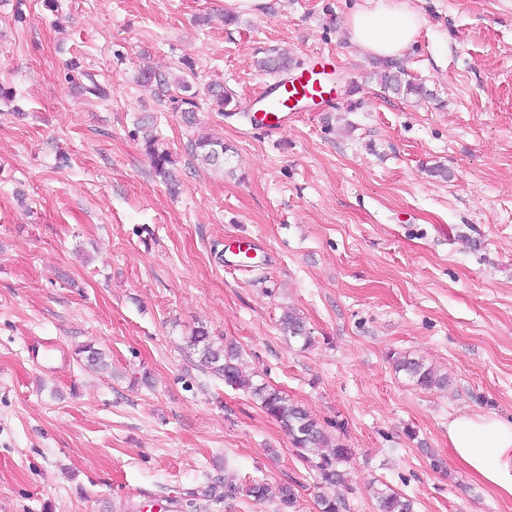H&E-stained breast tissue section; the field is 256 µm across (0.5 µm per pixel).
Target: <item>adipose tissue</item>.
I'll return each mask as SVG.
<instances>
[{
	"label": "adipose tissue",
	"mask_w": 512,
	"mask_h": 512,
	"mask_svg": "<svg viewBox=\"0 0 512 512\" xmlns=\"http://www.w3.org/2000/svg\"><path fill=\"white\" fill-rule=\"evenodd\" d=\"M420 16L406 0H377L351 13L345 23L349 42L381 59H398L414 42ZM456 460L476 479L512 499V420L497 414L463 415L448 427Z\"/></svg>",
	"instance_id": "1"
}]
</instances>
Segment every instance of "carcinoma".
<instances>
[{"mask_svg":"<svg viewBox=\"0 0 512 512\" xmlns=\"http://www.w3.org/2000/svg\"><path fill=\"white\" fill-rule=\"evenodd\" d=\"M291 63L292 60L287 54L274 50L257 61L261 70L271 73L286 72ZM376 66L381 68L380 78L384 86L394 93L418 100L431 96L426 87L410 79L409 74L396 61L380 59ZM138 80L140 85L154 90L158 96L168 97L169 101L175 104V109L182 113L186 122L195 121L198 109L197 94L192 91V85L185 77H166L146 67L140 70ZM207 94L219 112H226V108L232 103V95L221 84L210 85ZM137 131L143 134L155 172L166 179L169 178L168 167L174 164V160L168 152H160L155 148L151 117H140ZM227 151L228 147L219 139L201 137L194 143V156L213 167L219 168L224 165V154ZM280 328L288 338L301 340L305 346L311 344L310 331L299 314L293 311L284 313L280 319ZM188 347L193 350L201 370L224 380V384L229 387L248 393L266 414L283 425L299 457L317 472L322 487L332 490L344 485L343 466L350 461L352 450L339 442L333 447L330 446V438L324 425L304 406L273 386L255 382L254 376L246 370L244 354L236 345L215 342L207 328L201 325L189 336ZM77 354L85 355L87 365L94 370L105 371L109 368L105 355L90 345L77 349ZM393 362L396 371L404 373L421 389H441L448 385L447 376L438 374L420 359L399 355ZM218 488L219 485L212 484L201 495L195 491L186 493L182 502V512H200L203 509V505L198 502L200 496L206 501L217 502L225 495L232 496L238 493H243L256 501L275 499L278 501L279 512H293L296 505V493L290 484L279 485L273 489L266 483L253 482L238 486L226 482L222 494L218 492ZM374 498L377 512H413L412 501L388 485L376 488ZM344 507L343 498L334 493H324L319 498L320 512H341Z\"/></svg>","mask_w":512,"mask_h":512,"instance_id":"carcinoma-1","label":"carcinoma"}]
</instances>
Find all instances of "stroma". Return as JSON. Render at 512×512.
Wrapping results in <instances>:
<instances>
[{
    "label": "stroma",
    "mask_w": 512,
    "mask_h": 512,
    "mask_svg": "<svg viewBox=\"0 0 512 512\" xmlns=\"http://www.w3.org/2000/svg\"><path fill=\"white\" fill-rule=\"evenodd\" d=\"M369 2L0 0V512H151L228 473L318 512L284 427L196 367L201 325L352 449L344 512H376L384 483L414 512H512L448 441L460 415L512 418V0H408L420 102L347 40ZM272 48L322 57L337 89L275 134L246 120ZM147 62L186 71L195 124L138 85ZM213 82L235 115L211 107ZM145 113L176 185L135 131ZM203 135L227 145L223 169L194 157ZM239 240L245 273L224 266ZM289 309L309 346L283 335ZM86 344L111 375L84 367ZM398 354L447 387H417Z\"/></svg>",
    "instance_id": "obj_1"
}]
</instances>
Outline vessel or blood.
I'll return each instance as SVG.
<instances>
[{
  "label": "vessel or blood",
  "mask_w": 512,
  "mask_h": 512,
  "mask_svg": "<svg viewBox=\"0 0 512 512\" xmlns=\"http://www.w3.org/2000/svg\"><path fill=\"white\" fill-rule=\"evenodd\" d=\"M335 91L325 71L309 67L301 72L263 86L254 103L252 125L277 132L288 128L303 104H328Z\"/></svg>",
  "instance_id": "b4317fda"
}]
</instances>
